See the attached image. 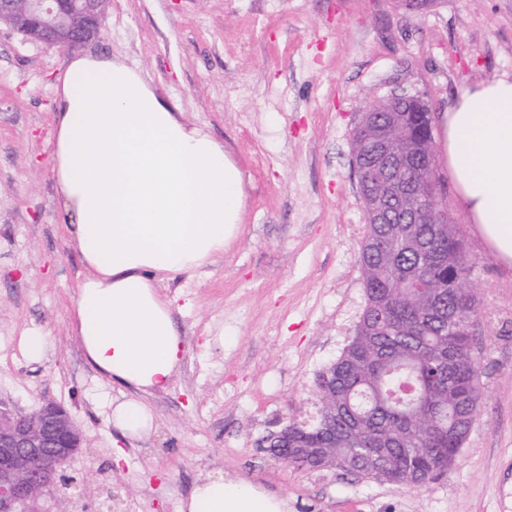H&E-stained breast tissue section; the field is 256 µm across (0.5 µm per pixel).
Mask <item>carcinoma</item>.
Segmentation results:
<instances>
[{"label": "carcinoma", "instance_id": "1", "mask_svg": "<svg viewBox=\"0 0 512 512\" xmlns=\"http://www.w3.org/2000/svg\"><path fill=\"white\" fill-rule=\"evenodd\" d=\"M401 179L433 190L428 112L401 113ZM358 264L365 291L354 336L316 377L317 417L288 419V461L395 486L448 470L480 412V364L469 338L479 316L457 225L368 224Z\"/></svg>", "mask_w": 512, "mask_h": 512}]
</instances>
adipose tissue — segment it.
<instances>
[{
	"mask_svg": "<svg viewBox=\"0 0 512 512\" xmlns=\"http://www.w3.org/2000/svg\"><path fill=\"white\" fill-rule=\"evenodd\" d=\"M55 104L64 225L91 270L72 330L91 367L131 391L109 420L122 437L139 438L154 425L145 396L168 389L186 353L156 276L193 274L223 255L242 222L241 172L126 64L74 58ZM441 121L459 207L493 256L512 265V78L463 88ZM180 512H288V500L221 477L200 482Z\"/></svg>",
	"mask_w": 512,
	"mask_h": 512,
	"instance_id": "obj_1",
	"label": "adipose tissue"
}]
</instances>
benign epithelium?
I'll return each mask as SVG.
<instances>
[{
  "instance_id": "obj_1",
  "label": "benign epithelium",
  "mask_w": 512,
  "mask_h": 512,
  "mask_svg": "<svg viewBox=\"0 0 512 512\" xmlns=\"http://www.w3.org/2000/svg\"><path fill=\"white\" fill-rule=\"evenodd\" d=\"M104 12L101 0H0V22L27 40L45 47L76 50L100 37ZM416 95L393 89L360 113L356 129L374 124L377 112L392 115L388 126L369 130L379 157V177L384 179L403 161L392 147L397 112ZM352 170L371 224H391L389 202L367 199L369 181L365 168L352 157ZM288 442V424L267 438L268 451L284 460L278 446ZM84 435L69 410L54 400L22 413L0 403V512H47L43 500L54 496L63 469L81 451Z\"/></svg>"
}]
</instances>
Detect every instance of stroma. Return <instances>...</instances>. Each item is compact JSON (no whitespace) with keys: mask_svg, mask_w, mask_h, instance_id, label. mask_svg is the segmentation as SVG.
Segmentation results:
<instances>
[{"mask_svg":"<svg viewBox=\"0 0 512 512\" xmlns=\"http://www.w3.org/2000/svg\"><path fill=\"white\" fill-rule=\"evenodd\" d=\"M84 55L135 68L188 127L242 172V224L223 257L162 277L186 341L154 428L125 440L107 422L123 388L87 363L68 318L89 274L65 231L52 169L54 97L72 56L0 26V403H63L83 452L54 512H180L195 485L234 476L287 496L290 512H512V271L490 253L438 173L465 244L480 315L472 327L482 404L456 462L417 488L273 458L272 431L317 408L314 380L354 332L365 234L351 171L364 107L395 87L434 120L468 85L512 76V0H109ZM47 333L39 364L20 336Z\"/></svg>","mask_w":512,"mask_h":512,"instance_id":"35a3bbf8","label":"stroma"}]
</instances>
